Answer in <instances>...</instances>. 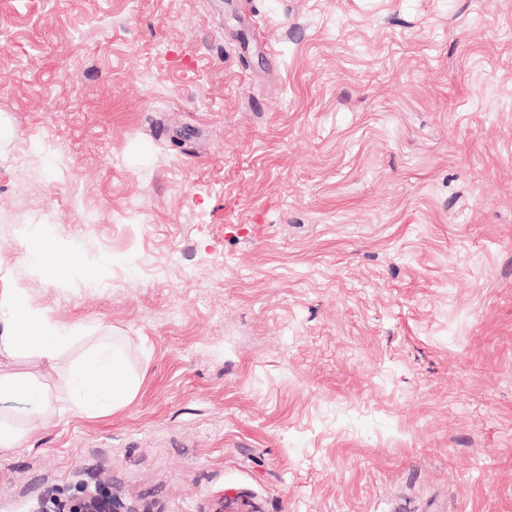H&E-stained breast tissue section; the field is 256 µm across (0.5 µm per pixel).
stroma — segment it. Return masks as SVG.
<instances>
[{"mask_svg": "<svg viewBox=\"0 0 512 512\" xmlns=\"http://www.w3.org/2000/svg\"><path fill=\"white\" fill-rule=\"evenodd\" d=\"M0 121V289L140 372L0 512H512V0H0ZM26 252L29 261L36 266L43 263V259L51 254L61 259L56 265L66 267L76 261V253L59 248L51 236L41 235L27 240Z\"/></svg>", "mask_w": 512, "mask_h": 512, "instance_id": "1", "label": "stroma"}]
</instances>
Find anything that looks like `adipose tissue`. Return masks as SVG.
Listing matches in <instances>:
<instances>
[{
    "label": "adipose tissue",
    "mask_w": 512,
    "mask_h": 512,
    "mask_svg": "<svg viewBox=\"0 0 512 512\" xmlns=\"http://www.w3.org/2000/svg\"><path fill=\"white\" fill-rule=\"evenodd\" d=\"M71 344L66 327L60 326L26 298L17 283L0 290V350L24 354L37 365H55ZM66 405H58L37 376L0 374V401L26 400L30 417L48 422L62 412L97 417L120 409L140 388L137 371L113 337L96 336L69 362L65 376Z\"/></svg>",
    "instance_id": "ef3b65f1"
}]
</instances>
